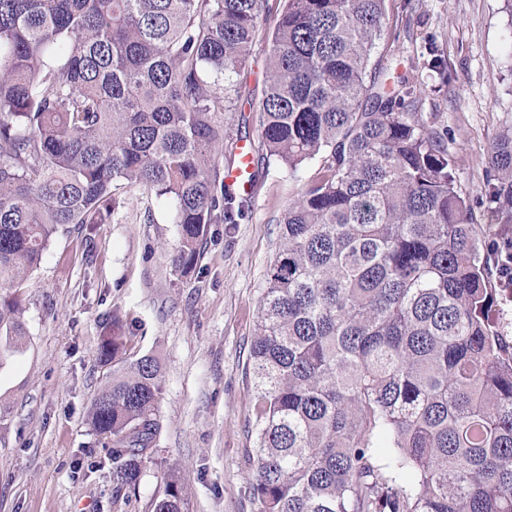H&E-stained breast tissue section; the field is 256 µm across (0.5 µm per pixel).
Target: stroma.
Segmentation results:
<instances>
[{"instance_id":"stroma-1","label":"stroma","mask_w":512,"mask_h":512,"mask_svg":"<svg viewBox=\"0 0 512 512\" xmlns=\"http://www.w3.org/2000/svg\"><path fill=\"white\" fill-rule=\"evenodd\" d=\"M369 72L389 67L425 91L421 109L448 132L457 185L473 221L492 225L483 161L512 124V6L507 0H386ZM446 59L450 82L432 70ZM269 46L256 42L225 113L230 139L261 141L254 109ZM250 211L211 224L190 272L175 268L170 207L139 189L104 224H70L25 284L27 345L0 366V512H148L163 477L184 478L187 512H253L245 492L253 396L251 341L279 220L299 184L276 161L258 165ZM120 319L126 356L158 357L160 436L138 493L114 502L112 460L92 429L91 402L111 373L100 338Z\"/></svg>"}]
</instances>
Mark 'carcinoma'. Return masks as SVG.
<instances>
[{
    "label": "carcinoma",
    "mask_w": 512,
    "mask_h": 512,
    "mask_svg": "<svg viewBox=\"0 0 512 512\" xmlns=\"http://www.w3.org/2000/svg\"><path fill=\"white\" fill-rule=\"evenodd\" d=\"M0 0V362L25 341L27 275L69 224H104L117 191L172 208L188 269L209 224L252 206L224 183L234 74L271 42L260 147L315 174L282 216L251 343L254 512H512V343L498 336L482 240L422 92L366 81L385 0ZM486 201L512 224V126ZM90 423L114 502L138 492L160 433L161 367L122 357ZM169 471L150 512H185Z\"/></svg>",
    "instance_id": "carcinoma-1"
}]
</instances>
